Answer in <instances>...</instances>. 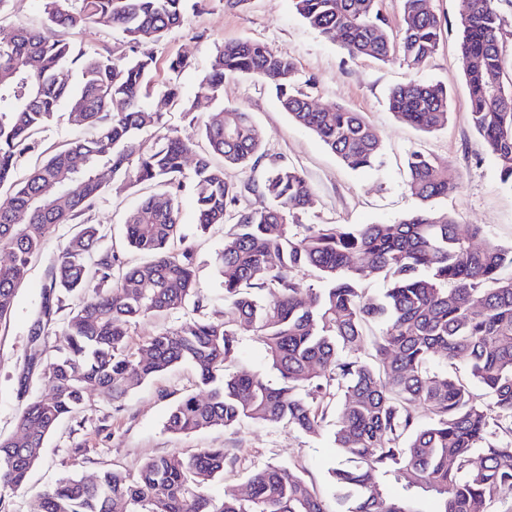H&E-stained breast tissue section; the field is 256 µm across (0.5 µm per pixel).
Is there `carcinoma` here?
Listing matches in <instances>:
<instances>
[{
    "label": "carcinoma",
    "mask_w": 512,
    "mask_h": 512,
    "mask_svg": "<svg viewBox=\"0 0 512 512\" xmlns=\"http://www.w3.org/2000/svg\"><path fill=\"white\" fill-rule=\"evenodd\" d=\"M185 0H44L40 29H0V320L13 309L16 290L32 257L54 224H72L105 191L112 177L154 183L161 191L141 199L124 221L129 246L146 260L112 287L118 258L98 251V229L84 227L62 249L43 292L29 341L45 336L60 295L91 292L69 312L56 353L40 342L18 380L23 402L15 435L0 439V488L21 489L41 458L47 437L78 415L84 393L112 396L187 362L206 398L188 395L172 408L165 428L189 434L214 425L282 424L316 435L336 413L334 441L347 463L331 471L336 512H423L419 492L437 502L434 512H494L512 495V247L488 242L478 224H459L433 202L459 189L451 169L438 168L421 151L408 158V191L419 208L396 224H317L293 231L312 190L294 167L271 164L259 182L233 184L224 167L253 169L264 158L262 136L249 113L224 104V77L256 79L276 90L283 111L312 131L347 167H371L381 154L377 136L361 113L343 106L313 112L295 88L294 59L250 40L226 42L199 85L216 104L198 127L204 149L188 171L196 144L165 133L142 134L161 114L143 106L152 93L157 61L142 50L119 60L108 48L88 47L73 33L119 28L135 46L161 43L178 27ZM298 14L353 56L382 62L394 54L411 65L426 61L442 37L429 0H402L399 41L386 30L379 0H293ZM498 0H474L458 21L459 48L468 59L472 127L494 157L500 179L512 185V85L503 80V19ZM186 56L167 62L165 95L179 100L178 75ZM77 135L24 178L20 158L53 122L61 101ZM389 110L425 131L448 120V91L411 79L391 89ZM84 160L80 168L73 160ZM189 192L198 224L232 222L233 233L217 254L224 284V321L201 312L190 248L170 252L179 237V197ZM246 193L260 205L238 208ZM315 269L321 285L298 287L295 273ZM390 287L380 296L362 288L371 274ZM195 315L153 336L138 355L130 351L135 320L185 308ZM382 326L373 361H362L369 324ZM251 332L264 346L278 383L259 374L228 375L224 363ZM461 361L489 398L448 372ZM52 384L33 395V369ZM415 481L395 492L403 474ZM224 473V449L203 448L188 457L147 459L135 475L106 470L86 481L67 475L42 497L41 512H326L321 497L298 471L267 465L248 480L249 493L225 492L216 502L206 487Z\"/></svg>",
    "instance_id": "cac0c4a2"
}]
</instances>
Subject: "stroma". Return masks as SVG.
Instances as JSON below:
<instances>
[{
  "label": "stroma",
  "mask_w": 512,
  "mask_h": 512,
  "mask_svg": "<svg viewBox=\"0 0 512 512\" xmlns=\"http://www.w3.org/2000/svg\"><path fill=\"white\" fill-rule=\"evenodd\" d=\"M430 7L442 22V38L432 57L410 66L400 58L384 63L349 55L339 43L311 28L296 12L293 0H249L242 10L227 7L224 0H188L182 26L154 48L158 90L144 105L161 113L164 131L197 139V124L212 109L199 97L198 87L217 49L227 41L263 42L295 60L296 86L313 106L336 104L362 113L382 146L381 159L374 167L350 169L314 133L290 119L269 87L245 77H225L224 102L250 113L263 135L266 162L294 166L311 184L313 196L299 216L301 226L395 223L418 205L407 189V158L411 151L421 150L461 178L459 191L437 200L436 209L453 214L457 223L482 225L487 240L511 247L512 186L501 182L494 158L468 120L465 61L458 49L457 30L466 4L464 0H430ZM177 55L193 59L195 65L180 76L181 103L174 106L166 104L160 89L167 80V61ZM412 78L448 89V121L441 129L420 130L399 122L389 111V90ZM188 106L193 107V115H185ZM75 134L67 116H60L22 158L19 174H26L37 158L49 156ZM145 192L144 185L129 180L109 181L95 207L83 217L84 223L98 228L100 249L114 252L125 267L138 263L140 256L124 239V218ZM180 224L184 243L194 251L195 279L205 298V312L213 320H223L224 286L215 258L233 228L227 223L200 229L195 202L187 194L180 198ZM78 230L75 224L50 227L41 253L17 290L10 316L0 320L1 438L17 430L22 409L17 380L28 352L29 326L61 249ZM225 369L234 375L258 371L267 379L276 377L263 346L249 332L244 333L236 356L226 362ZM189 393L203 397L208 389L187 363L155 375L118 399L88 390L82 413L57 426L27 486L6 493L0 499V512H40L44 491L65 475L91 480L107 468L134 474L148 458H186L204 448L224 451L223 477L209 487L215 498H222L228 490L245 494L253 470L278 464L294 467L328 508H335L330 472L342 462L334 443L335 422H328L316 435L258 422L231 428L218 425L189 435L168 433L164 423L171 408Z\"/></svg>",
  "instance_id": "stroma-1"
}]
</instances>
